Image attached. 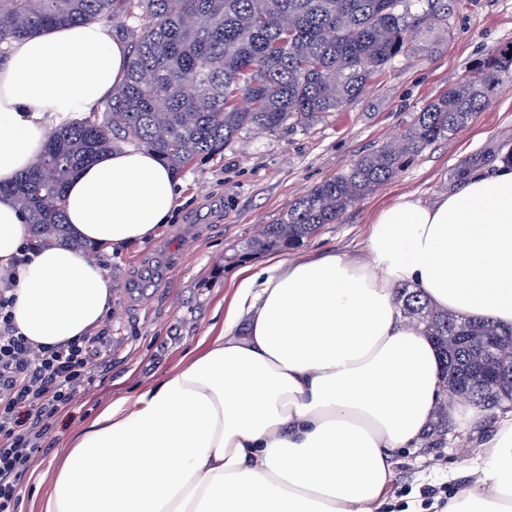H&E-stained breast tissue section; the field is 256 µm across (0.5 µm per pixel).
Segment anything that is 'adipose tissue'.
Masks as SVG:
<instances>
[{
    "label": "adipose tissue",
    "mask_w": 512,
    "mask_h": 512,
    "mask_svg": "<svg viewBox=\"0 0 512 512\" xmlns=\"http://www.w3.org/2000/svg\"><path fill=\"white\" fill-rule=\"evenodd\" d=\"M130 50L104 23L13 41L0 62V184L43 153L53 125L123 81ZM179 180L155 153L116 148L68 183L71 234L110 249L154 236ZM0 194V276L13 321L38 345L101 325L112 280L84 253L27 250ZM369 260L326 251L241 267L224 330L186 366L112 400L61 449L40 512H387L394 457L417 447L448 394L435 349L405 323L396 289L512 327V165L465 171L427 202L407 194L370 228ZM445 512H512V411L466 462Z\"/></svg>",
    "instance_id": "adipose-tissue-1"
}]
</instances>
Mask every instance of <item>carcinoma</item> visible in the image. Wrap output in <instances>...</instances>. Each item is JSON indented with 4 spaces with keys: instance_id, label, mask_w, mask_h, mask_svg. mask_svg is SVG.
<instances>
[{
    "instance_id": "1",
    "label": "carcinoma",
    "mask_w": 512,
    "mask_h": 512,
    "mask_svg": "<svg viewBox=\"0 0 512 512\" xmlns=\"http://www.w3.org/2000/svg\"><path fill=\"white\" fill-rule=\"evenodd\" d=\"M140 32L122 85L100 109L56 126L40 159L7 189L41 243H70L63 211L68 180L119 143L157 152L178 172L247 130L285 120L313 123L353 102L372 76L409 53L406 35L448 11L427 0L420 14L400 0H128ZM113 0H0V55L10 40L48 27L112 19ZM512 72V45L490 54L428 104L399 140L354 159L297 199L247 253L284 252L324 224L341 222L361 197L390 180L433 142L466 127ZM404 313L423 325L442 361L443 383L485 410L512 404V358L501 376L481 370L484 345L512 351V329L435 309L400 287Z\"/></svg>"
}]
</instances>
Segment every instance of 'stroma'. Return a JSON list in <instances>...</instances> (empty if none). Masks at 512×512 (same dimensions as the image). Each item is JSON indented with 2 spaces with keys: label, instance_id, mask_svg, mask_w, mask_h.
Instances as JSON below:
<instances>
[{
  "label": "stroma",
  "instance_id": "stroma-1",
  "mask_svg": "<svg viewBox=\"0 0 512 512\" xmlns=\"http://www.w3.org/2000/svg\"><path fill=\"white\" fill-rule=\"evenodd\" d=\"M409 40V55L395 58L345 109L310 125L291 118L272 132L243 133L224 151L179 171L175 217L149 241L91 253L114 285L103 323L112 336V363L61 411L44 445L32 452L17 512H39L53 488L56 449L66 447L102 406L149 387L221 333L238 269L247 263L262 267L269 259L265 253L243 254L246 241L357 156L396 141L429 102L491 51L512 45V0H448L443 24H421ZM506 145L512 146V74L475 120L430 145L358 200L342 223L322 225L285 252V259L327 249L367 258L370 224L380 209L406 194L429 201L447 193L456 187L462 164L490 162ZM470 409L467 401L454 402L443 444L425 440L397 454L394 500L432 489L443 498L453 494L447 480L429 485L423 477L434 465L461 468L474 443Z\"/></svg>",
  "mask_w": 512,
  "mask_h": 512
}]
</instances>
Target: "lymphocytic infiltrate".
Here are the masks:
<instances>
[{"instance_id": "obj_1", "label": "lymphocytic infiltrate", "mask_w": 512, "mask_h": 512, "mask_svg": "<svg viewBox=\"0 0 512 512\" xmlns=\"http://www.w3.org/2000/svg\"><path fill=\"white\" fill-rule=\"evenodd\" d=\"M13 287L0 279V512H16L32 450L111 355L104 331L58 346L31 343L13 324Z\"/></svg>"}]
</instances>
